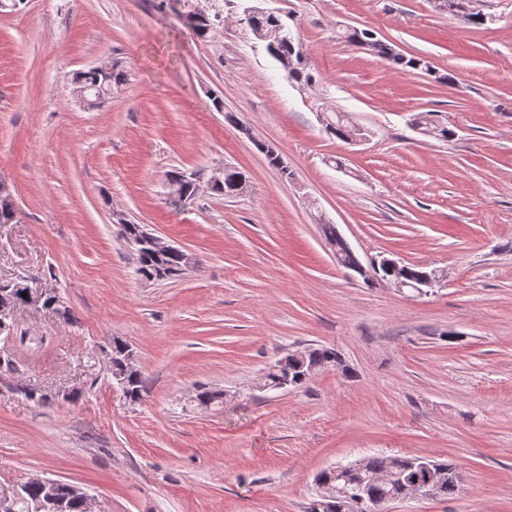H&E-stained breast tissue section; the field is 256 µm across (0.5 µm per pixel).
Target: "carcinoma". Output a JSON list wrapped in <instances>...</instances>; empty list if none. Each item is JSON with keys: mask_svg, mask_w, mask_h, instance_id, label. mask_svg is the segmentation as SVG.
<instances>
[{"mask_svg": "<svg viewBox=\"0 0 512 512\" xmlns=\"http://www.w3.org/2000/svg\"><path fill=\"white\" fill-rule=\"evenodd\" d=\"M450 4L451 12L462 15L468 23L475 26L484 24L481 13L470 9L471 0H445ZM189 25L200 38L206 39L213 29L214 19L199 7L186 11ZM247 27L265 33V49L283 69L288 77L300 85L311 86L316 76L307 59L298 58L302 51L301 45L289 35L290 26L282 14L274 11L255 12L247 19ZM345 42L349 45L376 55L389 65L402 70H420L433 75L435 69L431 63L422 58L407 57L395 51L388 43L377 39L367 29H348L344 33ZM125 81L123 70L116 64L109 72L104 73L95 68L74 73L72 82L75 90L85 92L92 103L104 102L112 95V87ZM413 123L423 127L429 136L447 141L455 136V131L431 118L430 114L420 115ZM354 130L352 123L343 115L334 113L326 120V133L345 142ZM241 173L231 167L224 168V182L214 191L226 198L238 195L237 186ZM168 185L179 201L188 200L197 194L189 176L183 171L169 174ZM15 214L14 200L8 185L0 181V223L10 221ZM122 235L130 245L136 274L141 279L163 272L173 279L181 276L195 264V258L185 256L183 252L160 254L139 243V225H122ZM336 264L346 270L353 271L361 277H367L362 265L353 251L339 247L336 251ZM373 273L380 279L388 281L400 277L412 285L419 287L421 283L439 277L435 269L425 270L415 265H406L398 269H387L384 265L373 268ZM25 289L20 284L9 285L0 281V308H21L25 303ZM112 361L115 371L121 373L123 390L138 400L145 391V381L138 368H130L127 358L132 352L130 346L119 338L112 340ZM338 355L332 349L324 347H302L293 350L278 359L264 374L263 384L268 389L298 388L308 380L309 369H324L334 366ZM224 399L222 391H205L196 395L194 403L201 409L219 404ZM316 497L310 503L308 512H382L387 504L407 496L415 488L425 487L434 491V497L446 499L457 493L460 484V473L456 463L451 460L437 461L417 455H386L373 454L359 461L339 464L321 471L315 480ZM53 496L56 501L64 504L65 512H86L85 502L76 492L75 485L65 481L54 484ZM44 487L38 481H22L20 498L15 512H36L37 505L43 501Z\"/></svg>", "mask_w": 512, "mask_h": 512, "instance_id": "1", "label": "carcinoma"}]
</instances>
